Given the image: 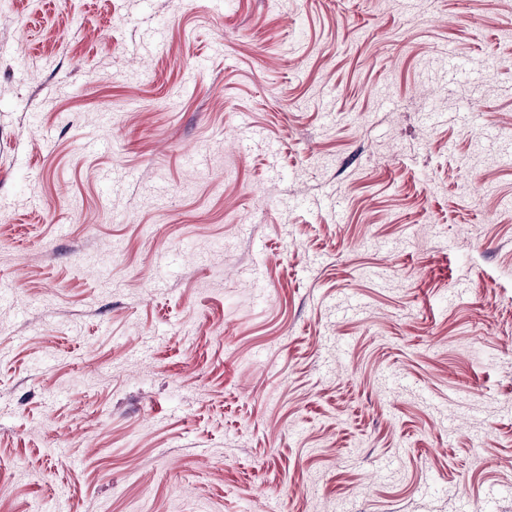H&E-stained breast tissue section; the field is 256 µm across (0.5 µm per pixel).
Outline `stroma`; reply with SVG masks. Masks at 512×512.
Returning a JSON list of instances; mask_svg holds the SVG:
<instances>
[{
	"label": "stroma",
	"mask_w": 512,
	"mask_h": 512,
	"mask_svg": "<svg viewBox=\"0 0 512 512\" xmlns=\"http://www.w3.org/2000/svg\"><path fill=\"white\" fill-rule=\"evenodd\" d=\"M0 512H512L505 0H0Z\"/></svg>",
	"instance_id": "35a3bbf8"
}]
</instances>
